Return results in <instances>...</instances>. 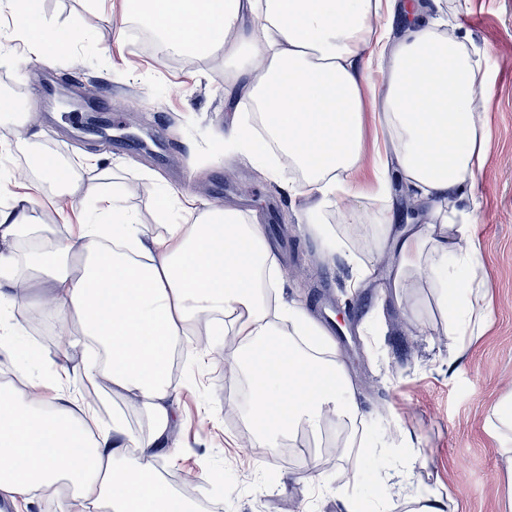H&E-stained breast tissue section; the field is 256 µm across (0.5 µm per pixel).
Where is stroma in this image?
<instances>
[{
  "instance_id": "1",
  "label": "stroma",
  "mask_w": 512,
  "mask_h": 512,
  "mask_svg": "<svg viewBox=\"0 0 512 512\" xmlns=\"http://www.w3.org/2000/svg\"><path fill=\"white\" fill-rule=\"evenodd\" d=\"M37 11L77 33L61 54L28 57L15 39V14L0 12V97L24 99L46 73L72 83L96 81L98 96L111 99L116 127L148 129L161 153L131 154L98 136L65 125L44 110L38 123L17 136L12 116L0 114V169L13 170L42 152L59 153L74 171L78 199L114 186L146 235L163 233L156 207L169 187L197 205L236 207L244 221L258 219L278 252L280 304L300 305L316 321L341 312L346 336L336 350L354 382L362 419L356 429L325 415V446L310 433L283 440L280 452L256 455L257 437L245 410L250 399L244 371L228 361L225 340L198 346L185 341L188 360L173 384L179 409L170 448L153 460L170 488L192 501L197 512H346L345 494L376 504L379 512H405L408 496L431 492L442 512H512V432L491 427L494 414L512 402V0H435L436 15L451 18L461 33L488 53L490 93L477 107L491 144L473 190L464 201L475 217L480 243L484 318L468 336L448 332V316L437 302L430 276L393 295L388 287L390 249L379 246L373 217L378 205L365 201L363 222L351 227L331 211L325 222L357 250L370 279L357 292L339 288L343 254L315 235L302 218V197L287 179L270 180L249 154L225 146L234 107L249 99L236 90L224 96L237 63L216 53L183 62L172 54L157 63L155 48L136 44L132 23L123 21L121 0L105 13L99 0H35ZM43 288L18 295L12 311L23 342H36L39 368L52 376L58 325L39 327L26 319L41 313ZM67 386L91 400L98 415L120 417L135 435L147 434L138 401L91 384L86 358H69ZM352 442L333 470H321L326 448ZM392 477L381 490L375 474Z\"/></svg>"
}]
</instances>
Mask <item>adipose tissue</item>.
I'll list each match as a JSON object with an SVG mask.
<instances>
[{"label":"adipose tissue","instance_id":"ef3b65f1","mask_svg":"<svg viewBox=\"0 0 512 512\" xmlns=\"http://www.w3.org/2000/svg\"><path fill=\"white\" fill-rule=\"evenodd\" d=\"M374 15L384 25L371 28ZM396 17L404 32L394 41L389 23ZM135 18L163 53L234 57L250 46L238 75L254 117L233 120L224 139L251 153L269 179H279L286 167L299 172L304 221L319 234L329 232L328 209L344 211L346 223L360 222L347 201L370 193L388 198L393 175H400L429 221L396 241L392 288L431 272L449 332L462 336L480 322L486 298L480 247L469 232L473 216L458 202L470 194L490 147L476 105L488 74L467 36L441 33L419 0H146ZM250 18L259 20V33L246 28ZM18 27L35 57L65 51L74 40L73 32L31 12L20 15ZM369 110L381 115L384 156L367 193L354 185L352 172ZM392 158L398 171L389 167ZM33 203L32 195L17 194L11 208L0 210V239L44 238L48 227ZM176 208L180 223L146 241L118 194L103 192L93 204H76L79 224L65 239L47 240L23 257L0 251V288L43 278L44 315L76 322L80 336L111 356L109 363L87 365L85 379L102 376L114 390L134 395L149 422L144 436L129 434L117 419L93 430L91 405L60 383L66 364L51 383L33 374L27 357H16L15 374L29 392L22 402L14 388L0 387V456L9 459L0 467V497L27 500L63 481L74 492L60 494L57 512H195L152 461L176 424L170 349L202 316L219 334L225 319L235 321L231 360L261 392L250 419L263 447L276 449L301 429L319 433L328 411L349 428L360 420L351 380L327 334L302 307L260 300L257 273L279 277L260 226L244 223L235 209H200L159 191L160 218ZM239 244L247 247V260H238Z\"/></svg>","mask_w":512,"mask_h":512}]
</instances>
